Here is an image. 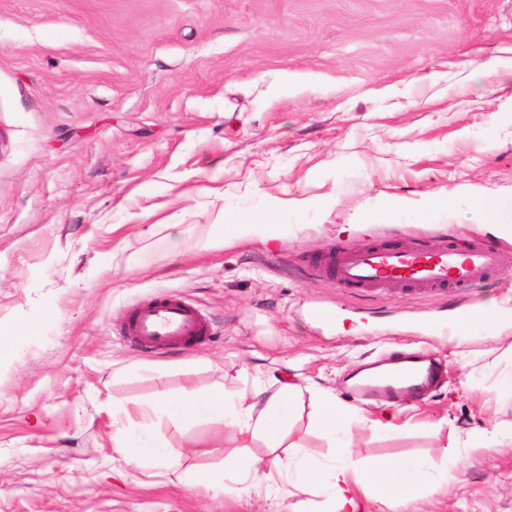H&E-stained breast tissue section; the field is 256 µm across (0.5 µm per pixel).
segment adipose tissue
Segmentation results:
<instances>
[{
    "label": "adipose tissue",
    "instance_id": "1",
    "mask_svg": "<svg viewBox=\"0 0 512 512\" xmlns=\"http://www.w3.org/2000/svg\"><path fill=\"white\" fill-rule=\"evenodd\" d=\"M297 397V386L289 383L281 384L264 398L247 390L230 396L220 389L203 395L164 397L137 408V415L147 426L142 430H121L118 446L126 460L138 468L176 469L181 455L157 441L149 429L154 419L167 417L185 425L210 417L275 440ZM333 456L334 464L323 468L302 451L293 465L271 466L261 459L241 455L225 460L223 469L203 474L202 479L214 486L230 479L253 489L271 488L284 479L295 491L314 496L310 512H389L409 497V485L397 478L402 461L384 458L358 465L350 461L345 448L335 449Z\"/></svg>",
    "mask_w": 512,
    "mask_h": 512
}]
</instances>
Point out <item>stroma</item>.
Returning <instances> with one entry per match:
<instances>
[{"mask_svg": "<svg viewBox=\"0 0 512 512\" xmlns=\"http://www.w3.org/2000/svg\"><path fill=\"white\" fill-rule=\"evenodd\" d=\"M486 194L512 200V0H0V512H294L112 446L121 407L281 379L302 396L279 445L209 418L158 434L192 471L393 454L432 475L395 512H512V266L457 296L305 270L445 234L512 254ZM159 294L205 315L204 346H129L131 309ZM458 303L494 316L445 336ZM398 353L436 386L347 394ZM321 390L353 420L333 442Z\"/></svg>", "mask_w": 512, "mask_h": 512, "instance_id": "35a3bbf8", "label": "stroma"}]
</instances>
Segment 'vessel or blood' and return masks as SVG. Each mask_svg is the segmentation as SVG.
<instances>
[{
  "label": "vessel or blood",
  "instance_id": "vessel-or-blood-1",
  "mask_svg": "<svg viewBox=\"0 0 512 512\" xmlns=\"http://www.w3.org/2000/svg\"><path fill=\"white\" fill-rule=\"evenodd\" d=\"M511 258L480 239L457 246L445 237L411 248L368 245L336 247L327 262H311L312 274L335 279L345 288H407L423 292L461 293L499 275ZM209 324L194 307L174 296L141 302L124 329L129 343L140 349L171 345L197 346L209 336ZM408 388L381 385L369 379L354 381L351 393L362 400H400L424 393L434 382L433 368L400 371Z\"/></svg>",
  "mask_w": 512,
  "mask_h": 512
}]
</instances>
